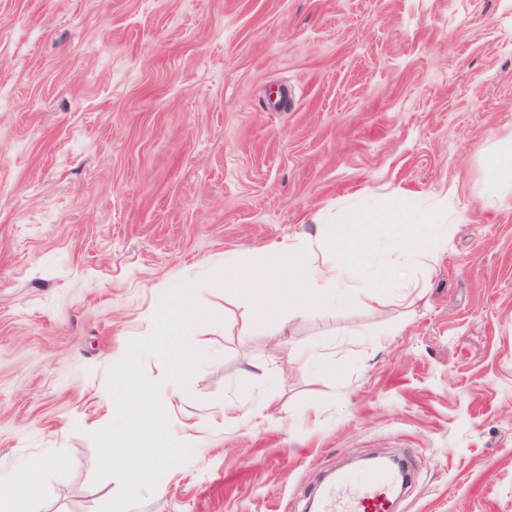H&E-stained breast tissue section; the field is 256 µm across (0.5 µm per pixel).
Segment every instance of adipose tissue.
<instances>
[{"label": "adipose tissue", "mask_w": 512, "mask_h": 512, "mask_svg": "<svg viewBox=\"0 0 512 512\" xmlns=\"http://www.w3.org/2000/svg\"><path fill=\"white\" fill-rule=\"evenodd\" d=\"M485 203L495 207L512 192V147L504 146L487 161ZM380 233V219L356 208L345 210L341 225H316L305 252L291 243L273 245L261 266L228 264L221 286L225 302L247 309L239 326L249 334L260 319L289 309L303 314L322 307L347 287L356 267L374 261L367 247ZM46 465L31 463L0 475V512H29L41 491Z\"/></svg>", "instance_id": "adipose-tissue-1"}]
</instances>
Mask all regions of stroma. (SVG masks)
<instances>
[{"label": "stroma", "mask_w": 512, "mask_h": 512, "mask_svg": "<svg viewBox=\"0 0 512 512\" xmlns=\"http://www.w3.org/2000/svg\"><path fill=\"white\" fill-rule=\"evenodd\" d=\"M512 136V0H0V472L51 461L33 512H98L90 432L171 281L212 316L133 512H305L323 475L395 451L394 512H512V196L483 201ZM454 228L361 304L379 270L239 332L208 285L348 205ZM236 403L226 414L225 403Z\"/></svg>", "instance_id": "obj_1"}]
</instances>
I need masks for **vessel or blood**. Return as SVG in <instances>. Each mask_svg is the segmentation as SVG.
I'll use <instances>...</instances> for the list:
<instances>
[{"instance_id": "1", "label": "vessel or blood", "mask_w": 512, "mask_h": 512, "mask_svg": "<svg viewBox=\"0 0 512 512\" xmlns=\"http://www.w3.org/2000/svg\"><path fill=\"white\" fill-rule=\"evenodd\" d=\"M396 488V477L384 472H371L359 484L344 478L339 485L321 486L316 512H390Z\"/></svg>"}]
</instances>
